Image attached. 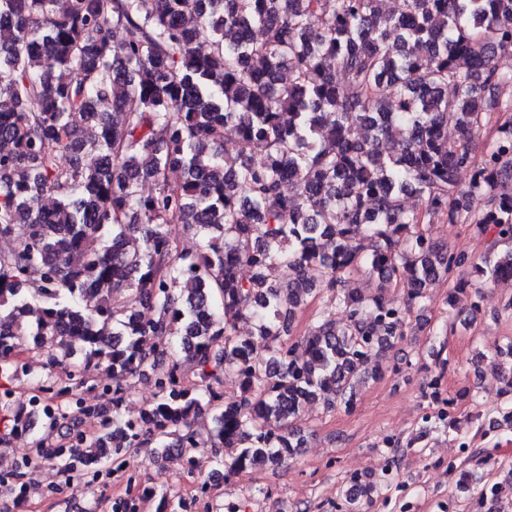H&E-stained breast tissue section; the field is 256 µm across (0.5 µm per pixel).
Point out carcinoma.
I'll list each match as a JSON object with an SVG mask.
<instances>
[{
	"label": "carcinoma",
	"instance_id": "carcinoma-1",
	"mask_svg": "<svg viewBox=\"0 0 512 512\" xmlns=\"http://www.w3.org/2000/svg\"><path fill=\"white\" fill-rule=\"evenodd\" d=\"M383 2L0 0V378H20L27 346L72 368L71 386L34 379L31 406L80 442L83 408L67 415L61 400L99 369L117 383L112 421L62 471L152 443L189 468L213 448L226 480L294 461L305 405L353 408L380 373L371 356L405 336L434 288L474 269L475 311L486 283L512 276V69L499 66L512 57V0H403L398 14ZM443 218L505 248L479 264L451 252L420 229ZM170 224L200 250H178ZM357 275L377 291L354 287ZM313 299L322 306L296 338ZM496 356L507 399L495 424L512 429V343ZM160 360L154 402L125 420L134 380ZM229 371L232 397L220 391ZM0 412L9 433L33 431L9 390ZM380 490L355 474L345 498L358 512ZM143 496L185 510L145 486L112 512H139Z\"/></svg>",
	"mask_w": 512,
	"mask_h": 512
}]
</instances>
